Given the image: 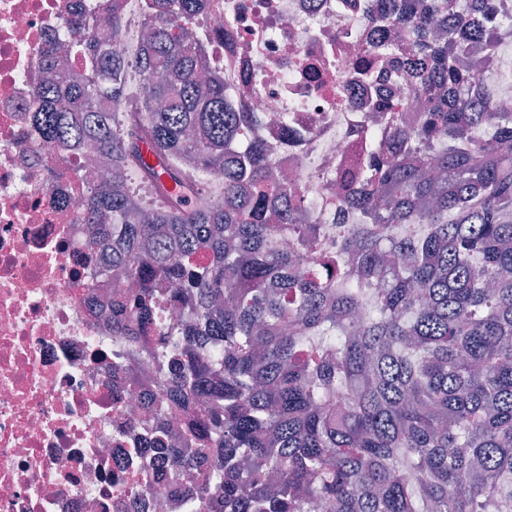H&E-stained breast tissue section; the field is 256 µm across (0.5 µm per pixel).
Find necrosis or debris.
<instances>
[{"label": "necrosis or debris", "instance_id": "1", "mask_svg": "<svg viewBox=\"0 0 512 512\" xmlns=\"http://www.w3.org/2000/svg\"><path fill=\"white\" fill-rule=\"evenodd\" d=\"M366 0H210L195 28L233 110L258 116L273 167L326 200L313 223H357L328 205L336 173L374 129L398 73L356 79ZM98 0H0V512H188L147 418L167 370L116 331L121 290L82 217L85 157L44 144L30 114L41 52Z\"/></svg>", "mask_w": 512, "mask_h": 512}]
</instances>
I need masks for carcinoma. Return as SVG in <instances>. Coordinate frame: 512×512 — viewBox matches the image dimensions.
<instances>
[{"mask_svg":"<svg viewBox=\"0 0 512 512\" xmlns=\"http://www.w3.org/2000/svg\"><path fill=\"white\" fill-rule=\"evenodd\" d=\"M204 0H144L149 36L136 67L147 97L117 128L128 60L74 35L61 42L91 68L40 88L42 140L93 147L129 170L144 140L178 193L145 210L124 179L77 175L87 223L112 241V266L137 282L115 309L155 325L170 366L153 414H196L203 431L158 447L191 512H512V152L468 137L482 118L487 74L462 68L466 44L497 55L492 0H369L374 31L400 28L378 55L423 104L416 128L383 111L396 149L367 133L369 159L333 205L363 216L326 238L311 198L272 179L256 122L235 112L224 80L202 82L204 38L183 36ZM117 30L111 0L75 25ZM512 144V115L496 117ZM219 168L223 198L182 203L198 185L184 164ZM288 237L292 247L278 242ZM157 282L191 288L180 331L155 318Z\"/></svg>","mask_w":512,"mask_h":512,"instance_id":"cac0c4a2","label":"carcinoma"}]
</instances>
